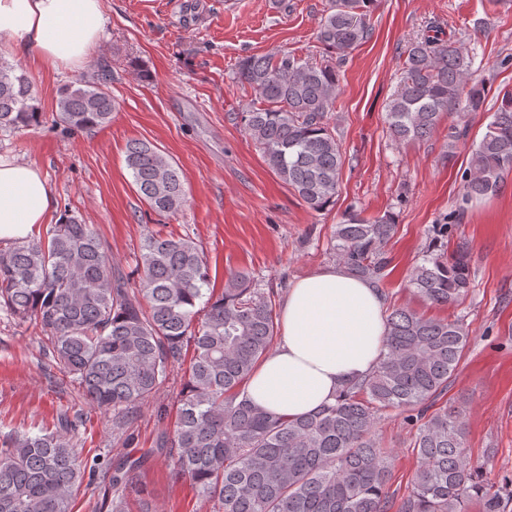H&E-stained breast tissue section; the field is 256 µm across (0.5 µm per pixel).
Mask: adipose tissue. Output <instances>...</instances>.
Segmentation results:
<instances>
[{"label":"adipose tissue","mask_w":512,"mask_h":512,"mask_svg":"<svg viewBox=\"0 0 512 512\" xmlns=\"http://www.w3.org/2000/svg\"><path fill=\"white\" fill-rule=\"evenodd\" d=\"M103 31L101 0H0V47L21 48L39 68L84 65ZM55 209L38 168L0 157V240L26 239ZM279 330L245 391L269 412L305 416L374 370L385 350L384 301L372 281L326 267L291 285Z\"/></svg>","instance_id":"obj_1"}]
</instances>
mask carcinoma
<instances>
[{
	"instance_id": "cac0c4a2",
	"label": "carcinoma",
	"mask_w": 512,
	"mask_h": 512,
	"mask_svg": "<svg viewBox=\"0 0 512 512\" xmlns=\"http://www.w3.org/2000/svg\"><path fill=\"white\" fill-rule=\"evenodd\" d=\"M375 0H333L318 40L340 61L372 34ZM399 81L386 109L399 143L431 138L442 119L476 112L483 81L454 36L438 25L403 51ZM109 74L60 89L56 117L71 131L112 119ZM237 79L254 99L242 113L245 132L268 167L312 210L338 192L345 157L329 123L339 94L336 65L293 51L242 59ZM33 84L19 66L0 64V133L40 123ZM125 163L140 197L160 215L186 203L179 169L154 144L130 142ZM512 173V93L500 105L460 175L465 201L494 195ZM390 213L352 210L336 225L331 250L348 272L380 284L391 263ZM138 286L112 268L105 245L73 215L45 236L0 248V308L49 340L59 368L72 375L97 408L112 411V431L152 399L190 359L177 397L173 429L155 447L112 462L107 512H130L128 496L157 457L189 479L214 512H512V481L495 485L465 452L467 420L436 402L468 344L463 320L395 308L386 317L385 353L336 402L288 418L255 406L247 380L276 335L274 292L243 271L210 288L203 252L188 236L144 237L135 269ZM409 287L438 306L461 304L471 289L468 253L427 254L408 275ZM397 413L415 429L418 467L411 490L388 491L395 454L376 425ZM76 421L61 414L53 430L0 435V512H71L82 484Z\"/></svg>"
}]
</instances>
